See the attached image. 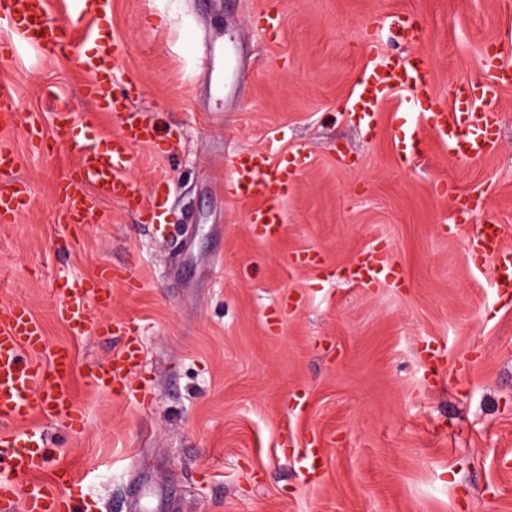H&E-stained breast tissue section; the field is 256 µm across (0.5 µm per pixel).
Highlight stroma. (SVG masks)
Here are the masks:
<instances>
[{"label": "stroma", "instance_id": "obj_1", "mask_svg": "<svg viewBox=\"0 0 512 512\" xmlns=\"http://www.w3.org/2000/svg\"><path fill=\"white\" fill-rule=\"evenodd\" d=\"M266 10L280 13L278 29L262 31ZM393 14L422 28L411 48L446 102L481 77L486 41L512 42V0H112L118 85L136 89L137 114L166 136L135 147L128 176L146 195L163 187L170 210L155 227L104 201V222L66 240L52 114H84L92 137L116 119L83 96L85 46L45 57L0 27V73L44 134L15 139V175L34 199L0 224V301L27 305L48 346L74 355L79 422L69 434L45 426L57 453L41 480L75 469L62 492L92 512H512V303L465 244L472 225L495 221L512 248V87L491 156L457 160L433 140L405 160L404 98L369 133L349 109L367 67L411 49L387 26ZM201 31L217 57L240 56L235 87L221 65L212 81L199 76L190 40ZM247 149L279 164L310 157L273 239L229 188L232 156ZM439 181L488 196L489 208L452 223ZM374 250L398 278L340 277ZM314 253L320 265L292 266ZM106 265L140 282L111 287L109 318L130 321L144 351L123 398L93 385L119 340L70 335L50 286ZM311 441L325 462L315 481L300 463Z\"/></svg>", "mask_w": 512, "mask_h": 512}]
</instances>
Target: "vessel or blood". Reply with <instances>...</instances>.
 Here are the masks:
<instances>
[{
  "instance_id": "1",
  "label": "vessel or blood",
  "mask_w": 512,
  "mask_h": 512,
  "mask_svg": "<svg viewBox=\"0 0 512 512\" xmlns=\"http://www.w3.org/2000/svg\"><path fill=\"white\" fill-rule=\"evenodd\" d=\"M78 16H91L96 22L93 34L78 28L63 31L48 17L46 0H0V24L7 26L19 45L39 49L51 56L76 42L92 43L94 52L83 60L91 74L84 87L86 98L101 112H125L130 101L115 92L117 58L111 26V0H70ZM512 84V66L505 64L496 49H489L481 83L464 82L454 88L453 106H446L431 91L430 63L422 55L405 59L393 57L367 68L356 81L350 102L358 123L373 126L382 105L397 92L422 107L421 122L396 147L405 157H416L426 150V136L438 139L457 159H478L495 150L498 131V90ZM22 127L18 110V90L6 75L0 76V224L15 223L30 204V184L17 178L19 157L13 140ZM84 122L76 113L57 110L53 117L52 138L74 157L56 188L58 225L62 235H70L74 225L97 224L102 220L99 204L116 200L135 209L152 224L165 222L167 200L161 191L144 196L129 179L134 164L132 149L139 144L157 145L161 137L149 122L126 119L113 133L107 148L83 136ZM307 156L295 157L291 166L273 164L260 152L238 153L232 161V186L241 201H256L248 214L249 223L267 234H278L285 216L281 207L295 180L306 169ZM453 217L485 209L483 195L461 193L452 185L442 188ZM472 260L491 264L492 280L498 298L512 301V250L503 248L498 225H478L468 237ZM396 270L380 258L359 255L345 269L350 280L361 285L394 276ZM131 286L130 275L103 267L96 278L66 277L56 303L58 318L75 336L104 334L125 336L123 347L98 367L95 388L123 395L128 380L141 366V350L127 323H108L106 312L112 295L103 290L104 282ZM41 323L29 308L17 302L0 305V512H88L86 501L65 497L61 483L36 481L54 454L44 433V424L72 427L75 404L68 384L71 368L69 349L45 351Z\"/></svg>"
}]
</instances>
